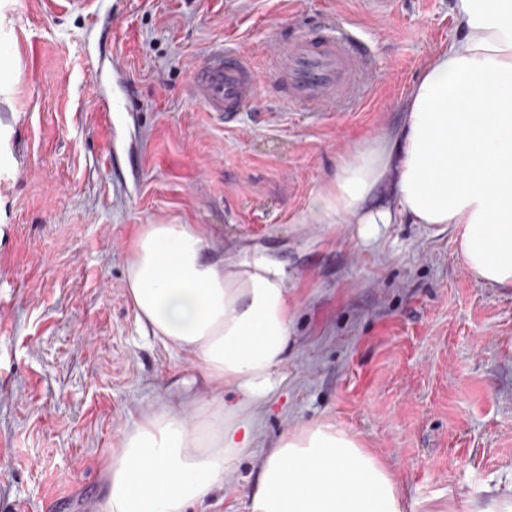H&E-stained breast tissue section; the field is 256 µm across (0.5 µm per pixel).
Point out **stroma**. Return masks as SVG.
Instances as JSON below:
<instances>
[{
  "label": "stroma",
  "mask_w": 512,
  "mask_h": 512,
  "mask_svg": "<svg viewBox=\"0 0 512 512\" xmlns=\"http://www.w3.org/2000/svg\"><path fill=\"white\" fill-rule=\"evenodd\" d=\"M357 23L373 85L358 110L283 104L268 62L323 19ZM450 0H0V512H40L105 463L160 397H232L193 355L143 332L126 286L143 224H197L229 256L265 255L288 289V356L254 454L189 512H248L256 455L314 421L386 463L405 512H512V288L482 285L452 225L378 241L311 221L336 158L394 133ZM254 56L255 111L227 127L191 94L217 47ZM122 111H113V103Z\"/></svg>",
  "instance_id": "stroma-1"
}]
</instances>
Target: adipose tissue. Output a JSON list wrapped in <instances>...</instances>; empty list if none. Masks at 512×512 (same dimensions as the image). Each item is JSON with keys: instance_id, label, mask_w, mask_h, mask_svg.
Returning <instances> with one entry per match:
<instances>
[{"instance_id": "1", "label": "adipose tissue", "mask_w": 512, "mask_h": 512, "mask_svg": "<svg viewBox=\"0 0 512 512\" xmlns=\"http://www.w3.org/2000/svg\"><path fill=\"white\" fill-rule=\"evenodd\" d=\"M457 35L429 58L397 135L336 161L317 198L320 224L377 239L407 219L452 225L476 279L512 287V0H453ZM389 184L388 203L376 202ZM126 282L136 318L166 347L192 353L236 396L150 404L106 464L103 512H188L252 455L257 408L273 392L290 341L288 293L273 263H233L194 224H144ZM250 512H402L389 467L328 422L286 431L259 459Z\"/></svg>"}]
</instances>
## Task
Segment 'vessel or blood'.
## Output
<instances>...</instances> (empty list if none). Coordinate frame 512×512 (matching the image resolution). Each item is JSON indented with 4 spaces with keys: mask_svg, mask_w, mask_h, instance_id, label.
<instances>
[{
    "mask_svg": "<svg viewBox=\"0 0 512 512\" xmlns=\"http://www.w3.org/2000/svg\"><path fill=\"white\" fill-rule=\"evenodd\" d=\"M272 73L288 104L310 111L330 103L355 105L372 82L370 53L359 26L330 20L313 31L282 39ZM257 88L252 61L221 50L202 60L192 82L193 96L228 126L238 123Z\"/></svg>",
    "mask_w": 512,
    "mask_h": 512,
    "instance_id": "b4317fda",
    "label": "vessel or blood"
}]
</instances>
